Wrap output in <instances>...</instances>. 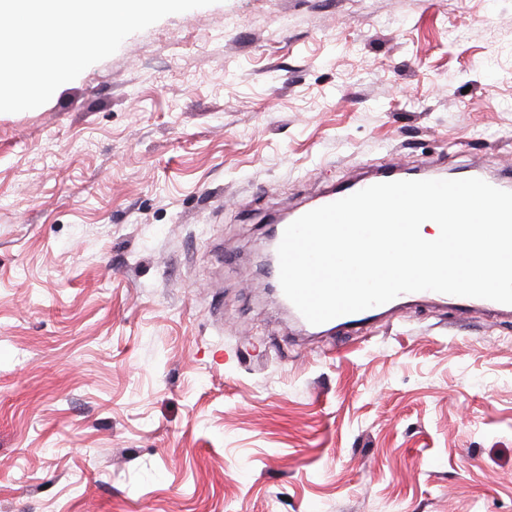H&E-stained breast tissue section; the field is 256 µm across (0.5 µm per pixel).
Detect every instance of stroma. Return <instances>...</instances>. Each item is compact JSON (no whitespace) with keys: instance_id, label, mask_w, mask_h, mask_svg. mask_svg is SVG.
<instances>
[{"instance_id":"35a3bbf8","label":"stroma","mask_w":512,"mask_h":512,"mask_svg":"<svg viewBox=\"0 0 512 512\" xmlns=\"http://www.w3.org/2000/svg\"><path fill=\"white\" fill-rule=\"evenodd\" d=\"M447 155L512 176V0H216L0 113V512H512V314L357 333L265 234Z\"/></svg>"}]
</instances>
